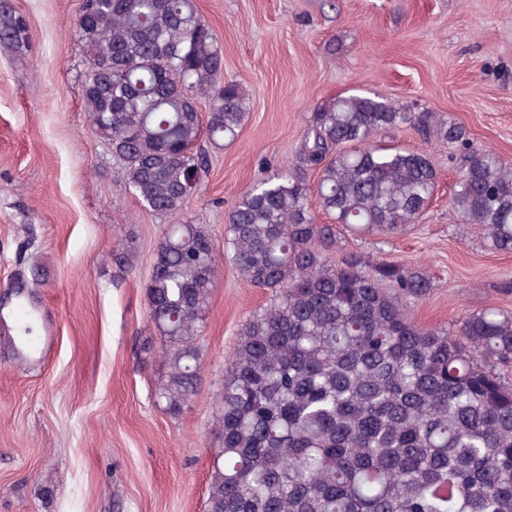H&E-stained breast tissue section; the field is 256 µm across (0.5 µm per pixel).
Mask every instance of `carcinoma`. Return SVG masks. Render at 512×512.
Here are the masks:
<instances>
[{
	"mask_svg": "<svg viewBox=\"0 0 512 512\" xmlns=\"http://www.w3.org/2000/svg\"><path fill=\"white\" fill-rule=\"evenodd\" d=\"M75 33L91 128L142 209L174 219L146 286L164 410L180 414L197 390L221 250L273 297L224 371L204 512H512V383L497 372L512 364V316L486 309L451 334L419 325L402 298L425 297L427 274L354 251L332 260L336 229L402 231L435 194L427 155L381 133L410 123L466 150L450 208L504 252L512 164L435 112L341 96L311 113L298 155L230 209L220 249L183 206L207 172L205 145L237 139L248 96L224 80L194 0H97Z\"/></svg>",
	"mask_w": 512,
	"mask_h": 512,
	"instance_id": "cac0c4a2",
	"label": "carcinoma"
}]
</instances>
